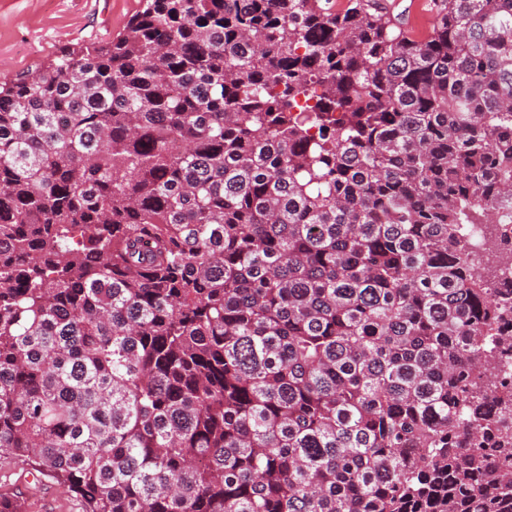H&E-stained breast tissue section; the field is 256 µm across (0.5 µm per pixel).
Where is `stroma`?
I'll use <instances>...</instances> for the list:
<instances>
[{
    "instance_id": "1",
    "label": "stroma",
    "mask_w": 512,
    "mask_h": 512,
    "mask_svg": "<svg viewBox=\"0 0 512 512\" xmlns=\"http://www.w3.org/2000/svg\"><path fill=\"white\" fill-rule=\"evenodd\" d=\"M143 0H0V81L41 69L61 51L121 33ZM0 496H19L27 512H81L79 500L28 467L0 460Z\"/></svg>"
}]
</instances>
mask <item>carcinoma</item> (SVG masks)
I'll return each mask as SVG.
<instances>
[{"mask_svg":"<svg viewBox=\"0 0 512 512\" xmlns=\"http://www.w3.org/2000/svg\"><path fill=\"white\" fill-rule=\"evenodd\" d=\"M147 0L0 84V458L82 512H512V0ZM483 224L475 225L471 260L476 269L487 275L492 288H510L512 285V241L486 236L481 229ZM496 256V264L491 272L487 271V257Z\"/></svg>","mask_w":512,"mask_h":512,"instance_id":"carcinoma-1","label":"carcinoma"}]
</instances>
